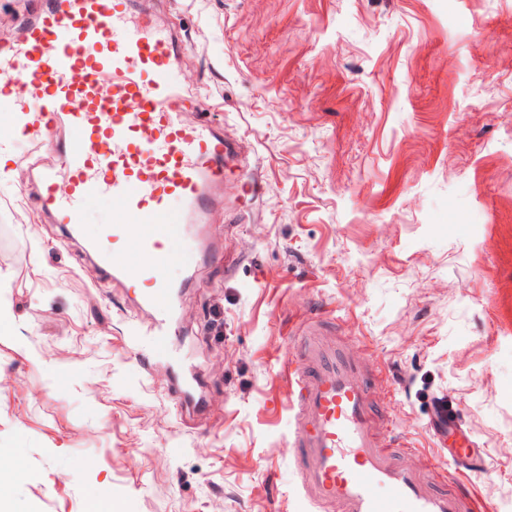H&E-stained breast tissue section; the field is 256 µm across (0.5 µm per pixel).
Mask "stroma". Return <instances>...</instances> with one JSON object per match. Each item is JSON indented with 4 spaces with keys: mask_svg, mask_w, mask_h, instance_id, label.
<instances>
[{
    "mask_svg": "<svg viewBox=\"0 0 512 512\" xmlns=\"http://www.w3.org/2000/svg\"><path fill=\"white\" fill-rule=\"evenodd\" d=\"M182 41L197 110L235 165L183 283L177 348L208 414L147 364L148 312L41 215L0 144V512H311L279 367L306 329L375 377L408 463L484 459L467 491L512 512V0H131Z\"/></svg>",
    "mask_w": 512,
    "mask_h": 512,
    "instance_id": "stroma-1",
    "label": "stroma"
}]
</instances>
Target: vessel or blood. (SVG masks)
Returning a JSON list of instances; mask_svg holds the SVG:
<instances>
[{
	"label": "vessel or blood",
	"instance_id": "vessel-or-blood-1",
	"mask_svg": "<svg viewBox=\"0 0 512 512\" xmlns=\"http://www.w3.org/2000/svg\"><path fill=\"white\" fill-rule=\"evenodd\" d=\"M179 55L175 34L132 15L130 0H44L16 38L0 41V112L12 130L55 142L60 157L33 175L42 211L75 236L86 204L111 198L112 230L89 238L88 252L100 275L138 289L152 317V355L166 360L178 291L162 271L211 252L204 234L195 257L182 244L218 206L213 189L235 152L210 118L186 120ZM62 180L68 192H59ZM282 368L299 489L319 512H470L458 476L481 459L456 423L448 425L454 470L410 467L386 442L393 420L378 414L370 386L335 349L302 337ZM193 382L175 374L169 391L195 416L206 407Z\"/></svg>",
	"mask_w": 512,
	"mask_h": 512
}]
</instances>
